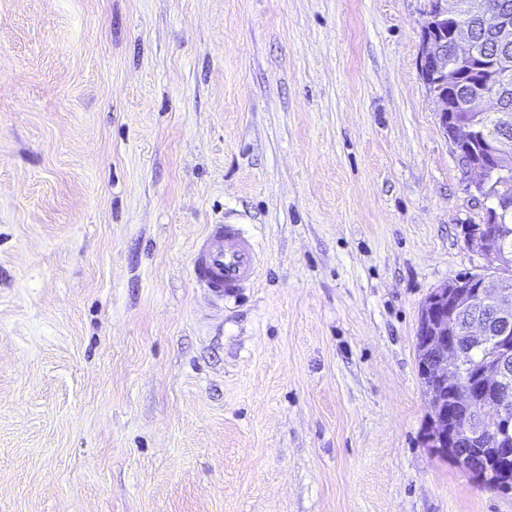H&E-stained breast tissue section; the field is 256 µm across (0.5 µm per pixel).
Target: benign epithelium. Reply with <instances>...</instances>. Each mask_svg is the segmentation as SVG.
Returning a JSON list of instances; mask_svg holds the SVG:
<instances>
[{
  "label": "benign epithelium",
  "instance_id": "1",
  "mask_svg": "<svg viewBox=\"0 0 512 512\" xmlns=\"http://www.w3.org/2000/svg\"><path fill=\"white\" fill-rule=\"evenodd\" d=\"M481 17L492 51L476 63L495 88L472 91L465 111H452L460 86L451 60L476 58L471 19ZM419 70L437 103L444 134L458 164L470 175L469 190L483 204L484 216L466 227L465 244L486 261L482 269L435 289L421 308L416 332L419 376L429 397L426 442L440 455L470 472L467 450H481L493 437L497 447L512 452V402L503 388L512 383V247L506 241V217L512 214V114L503 102L512 97V4L478 8L477 0H428ZM495 103L500 124L476 127L471 112ZM508 473L485 470L477 482L486 488L509 489Z\"/></svg>",
  "mask_w": 512,
  "mask_h": 512
}]
</instances>
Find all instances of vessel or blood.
Returning a JSON list of instances; mask_svg holds the SVG:
<instances>
[{
  "label": "vessel or blood",
  "mask_w": 512,
  "mask_h": 512,
  "mask_svg": "<svg viewBox=\"0 0 512 512\" xmlns=\"http://www.w3.org/2000/svg\"><path fill=\"white\" fill-rule=\"evenodd\" d=\"M259 255L254 240L235 224H211L192 257L196 285L213 298L234 299L258 276Z\"/></svg>",
  "instance_id": "vessel-or-blood-1"
}]
</instances>
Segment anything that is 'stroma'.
Here are the masks:
<instances>
[{"instance_id":"stroma-1","label":"stroma","mask_w":512,"mask_h":512,"mask_svg":"<svg viewBox=\"0 0 512 512\" xmlns=\"http://www.w3.org/2000/svg\"><path fill=\"white\" fill-rule=\"evenodd\" d=\"M425 4L0 0V512H512L425 441L420 308L485 264ZM259 255L254 240L237 224L207 225L192 257V276L218 300H236L258 276Z\"/></svg>"}]
</instances>
